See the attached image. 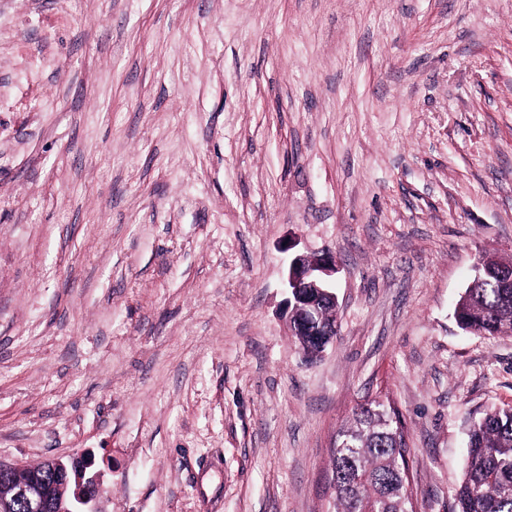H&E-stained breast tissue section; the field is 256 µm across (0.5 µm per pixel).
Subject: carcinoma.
Instances as JSON below:
<instances>
[{"label": "carcinoma", "instance_id": "cac0c4a2", "mask_svg": "<svg viewBox=\"0 0 512 512\" xmlns=\"http://www.w3.org/2000/svg\"><path fill=\"white\" fill-rule=\"evenodd\" d=\"M465 330L488 336L512 331V288L497 270L481 271L455 307ZM396 413L372 400L355 408L339 431L332 458L336 512H413L404 433L382 419ZM457 512H512V406L492 407L468 429Z\"/></svg>", "mask_w": 512, "mask_h": 512}]
</instances>
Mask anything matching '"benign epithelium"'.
Listing matches in <instances>:
<instances>
[{"mask_svg": "<svg viewBox=\"0 0 512 512\" xmlns=\"http://www.w3.org/2000/svg\"><path fill=\"white\" fill-rule=\"evenodd\" d=\"M336 273L331 256L312 258L295 255L288 267L287 304L291 309L294 333L310 336L336 335V323L326 322L319 304L336 310L337 297L329 277ZM55 482L49 484L34 464L0 459V512H15L23 504L26 512H84L82 507L102 492L99 474L87 475L92 456L82 453L49 460Z\"/></svg>", "mask_w": 512, "mask_h": 512, "instance_id": "1", "label": "benign epithelium"}]
</instances>
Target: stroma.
<instances>
[{
  "label": "stroma",
  "mask_w": 512,
  "mask_h": 512,
  "mask_svg": "<svg viewBox=\"0 0 512 512\" xmlns=\"http://www.w3.org/2000/svg\"><path fill=\"white\" fill-rule=\"evenodd\" d=\"M339 332L293 336L294 253ZM512 0H0V458L90 451L94 512H334L358 404L455 512L512 336ZM500 282L496 269L482 270L473 287L466 289L455 307L462 329L488 336L507 335L512 330V288Z\"/></svg>",
  "instance_id": "obj_1"
}]
</instances>
